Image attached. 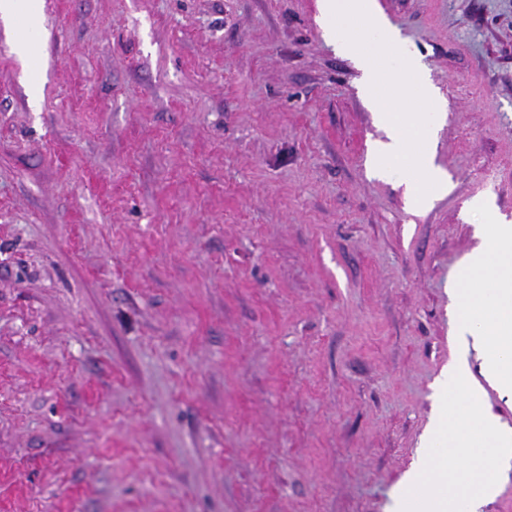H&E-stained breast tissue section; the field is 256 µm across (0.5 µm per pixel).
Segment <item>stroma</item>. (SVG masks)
<instances>
[{
  "label": "stroma",
  "mask_w": 512,
  "mask_h": 512,
  "mask_svg": "<svg viewBox=\"0 0 512 512\" xmlns=\"http://www.w3.org/2000/svg\"><path fill=\"white\" fill-rule=\"evenodd\" d=\"M378 3L446 104L419 215L318 0H38L32 59L0 24V512H388L464 204L512 218V0Z\"/></svg>",
  "instance_id": "1"
}]
</instances>
